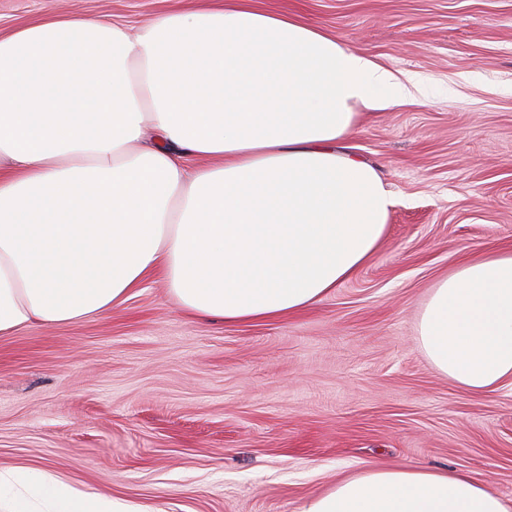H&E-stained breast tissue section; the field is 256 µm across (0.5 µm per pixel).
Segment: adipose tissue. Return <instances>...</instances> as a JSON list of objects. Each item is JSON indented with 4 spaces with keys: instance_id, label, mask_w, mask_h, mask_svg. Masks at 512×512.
<instances>
[{
    "instance_id": "obj_1",
    "label": "adipose tissue",
    "mask_w": 512,
    "mask_h": 512,
    "mask_svg": "<svg viewBox=\"0 0 512 512\" xmlns=\"http://www.w3.org/2000/svg\"><path fill=\"white\" fill-rule=\"evenodd\" d=\"M418 89L249 0L0 37V335L103 314L154 274L200 318L318 303L374 253L396 204L347 150L355 108ZM418 342L466 390L512 380V253L442 278ZM2 499L9 512H146L40 465L0 471ZM301 512H512V499L454 470L373 464Z\"/></svg>"
}]
</instances>
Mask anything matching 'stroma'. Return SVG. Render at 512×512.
I'll use <instances>...</instances> for the list:
<instances>
[{"label":"stroma","mask_w":512,"mask_h":512,"mask_svg":"<svg viewBox=\"0 0 512 512\" xmlns=\"http://www.w3.org/2000/svg\"><path fill=\"white\" fill-rule=\"evenodd\" d=\"M224 0H0V35L52 15L131 27ZM422 84L346 145L396 205L314 306L186 314L157 278L98 317L0 335V470L31 463L152 512H300L371 464L456 470L512 499V382L476 394L417 340L440 278L512 252V0H254Z\"/></svg>","instance_id":"obj_1"}]
</instances>
